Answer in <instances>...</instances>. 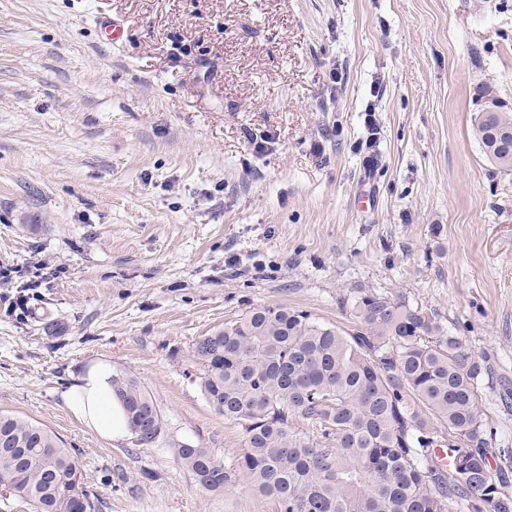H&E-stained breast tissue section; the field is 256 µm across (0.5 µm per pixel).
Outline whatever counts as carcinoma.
<instances>
[{"label": "carcinoma", "mask_w": 512, "mask_h": 512, "mask_svg": "<svg viewBox=\"0 0 512 512\" xmlns=\"http://www.w3.org/2000/svg\"><path fill=\"white\" fill-rule=\"evenodd\" d=\"M487 158L512 171V113L478 112ZM345 331L304 310L254 307L201 336L188 354L203 395L245 432L231 466L176 449L202 490L243 482L275 512H512L507 466L494 470L496 429L480 403L488 358L402 298L363 292ZM138 443L162 416L135 378L115 376ZM302 418L311 428L293 426ZM448 448L444 466L434 449ZM48 428L0 413V485L31 512H98L99 495Z\"/></svg>", "instance_id": "1"}]
</instances>
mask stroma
<instances>
[{
    "instance_id": "1",
    "label": "stroma",
    "mask_w": 512,
    "mask_h": 512,
    "mask_svg": "<svg viewBox=\"0 0 512 512\" xmlns=\"http://www.w3.org/2000/svg\"><path fill=\"white\" fill-rule=\"evenodd\" d=\"M491 101L512 112V0H0V265L61 270L24 318L0 288V411L55 432L100 512H273L178 462L244 447L188 352L263 305L354 329L364 291L488 357L512 449V171L471 126ZM99 363L151 395L154 443L68 410Z\"/></svg>"
}]
</instances>
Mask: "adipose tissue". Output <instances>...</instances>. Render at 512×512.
<instances>
[{"mask_svg": "<svg viewBox=\"0 0 512 512\" xmlns=\"http://www.w3.org/2000/svg\"><path fill=\"white\" fill-rule=\"evenodd\" d=\"M111 371L100 364L88 371L83 380L70 387L64 400L70 411L88 427L101 435L120 439L129 428L120 401L113 395Z\"/></svg>", "mask_w": 512, "mask_h": 512, "instance_id": "ef3b65f1", "label": "adipose tissue"}]
</instances>
